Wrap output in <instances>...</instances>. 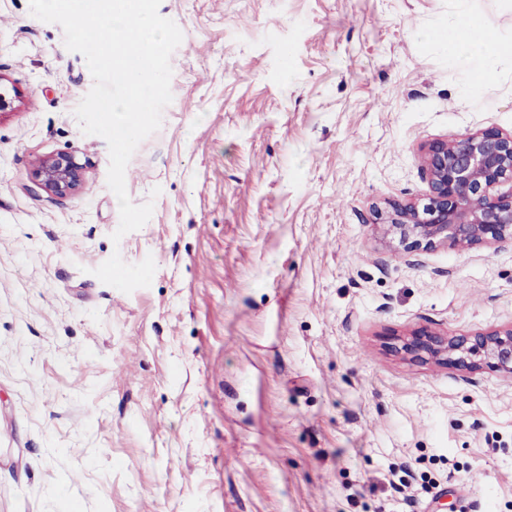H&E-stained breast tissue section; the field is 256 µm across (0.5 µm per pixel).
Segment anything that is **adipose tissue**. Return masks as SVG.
I'll use <instances>...</instances> for the list:
<instances>
[{
    "instance_id": "1",
    "label": "adipose tissue",
    "mask_w": 512,
    "mask_h": 512,
    "mask_svg": "<svg viewBox=\"0 0 512 512\" xmlns=\"http://www.w3.org/2000/svg\"><path fill=\"white\" fill-rule=\"evenodd\" d=\"M482 23L473 17H465L457 25L448 40V49L462 66L477 65L481 82H488L499 57L505 50L504 44L482 35Z\"/></svg>"
}]
</instances>
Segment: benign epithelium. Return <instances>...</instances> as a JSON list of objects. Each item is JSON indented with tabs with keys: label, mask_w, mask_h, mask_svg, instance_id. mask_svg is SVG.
Listing matches in <instances>:
<instances>
[{
	"label": "benign epithelium",
	"mask_w": 512,
	"mask_h": 512,
	"mask_svg": "<svg viewBox=\"0 0 512 512\" xmlns=\"http://www.w3.org/2000/svg\"><path fill=\"white\" fill-rule=\"evenodd\" d=\"M426 202L391 203L380 212L383 234L406 251L451 245L462 250L512 239V132L484 129L423 147ZM37 186L57 195L78 190L83 168L70 154L38 161ZM401 352L414 360L465 370L490 365L512 375V325L447 336L421 332Z\"/></svg>",
	"instance_id": "1"
}]
</instances>
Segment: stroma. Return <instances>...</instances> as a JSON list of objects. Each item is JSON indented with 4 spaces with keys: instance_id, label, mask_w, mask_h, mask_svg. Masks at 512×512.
<instances>
[{
    "instance_id": "obj_1",
    "label": "stroma",
    "mask_w": 512,
    "mask_h": 512,
    "mask_svg": "<svg viewBox=\"0 0 512 512\" xmlns=\"http://www.w3.org/2000/svg\"><path fill=\"white\" fill-rule=\"evenodd\" d=\"M172 102L130 159L150 220L113 242L84 57L0 0V512H512V376L405 337L512 324V241L409 252L377 209L424 200L422 145L512 131L437 41L512 0H162ZM73 154L81 187L38 188ZM153 257L131 293L93 268ZM37 186L57 195L78 190L83 181V168L70 154H59L39 160L36 166Z\"/></svg>"
}]
</instances>
